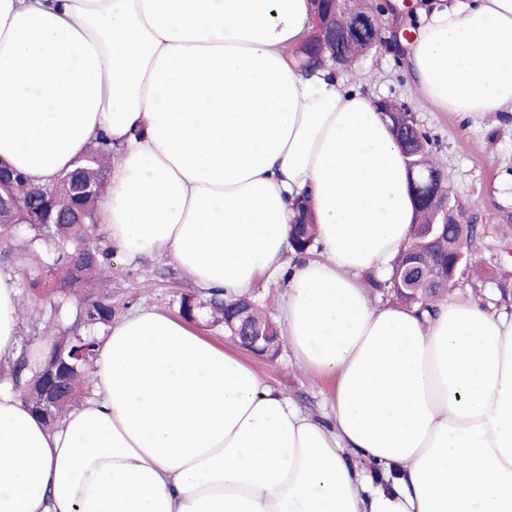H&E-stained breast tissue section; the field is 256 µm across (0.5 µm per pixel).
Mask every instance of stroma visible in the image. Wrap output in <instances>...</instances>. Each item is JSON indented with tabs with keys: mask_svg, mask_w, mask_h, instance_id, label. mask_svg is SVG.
Masks as SVG:
<instances>
[{
	"mask_svg": "<svg viewBox=\"0 0 512 512\" xmlns=\"http://www.w3.org/2000/svg\"><path fill=\"white\" fill-rule=\"evenodd\" d=\"M344 76L373 97L406 104L429 132L445 182L477 218L476 248L455 291L464 299L481 297L494 312L512 311V301L501 298L495 286L499 270H512V118L491 113L480 125L470 127L455 113L435 110L411 92L398 55L382 46ZM111 278L112 299L123 316L142 305L177 315L181 295L195 289L189 277L165 256L134 264L113 255ZM21 303L19 348L30 353L51 340L66 317L47 304H34L27 296ZM35 316L41 319L36 330L31 327ZM251 362L271 385L304 410L315 416L325 412L330 383L298 367L288 349H281L275 359L255 356Z\"/></svg>",
	"mask_w": 512,
	"mask_h": 512,
	"instance_id": "obj_1",
	"label": "stroma"
}]
</instances>
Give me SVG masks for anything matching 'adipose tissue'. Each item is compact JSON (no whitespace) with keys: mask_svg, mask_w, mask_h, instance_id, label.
Returning <instances> with one entry per match:
<instances>
[{"mask_svg":"<svg viewBox=\"0 0 512 512\" xmlns=\"http://www.w3.org/2000/svg\"><path fill=\"white\" fill-rule=\"evenodd\" d=\"M399 38L414 93L512 114V0H429ZM308 0H0V161L52 183L114 151L98 221L128 261L165 255L203 291L279 284L326 420L239 352L150 306L115 321L94 391L54 429L0 376V512H512V316L448 295L371 300L415 218L376 101L289 61ZM308 198L313 256L294 259ZM19 292L0 272V360ZM112 156V148L105 139H99L93 142L89 147L85 159L80 163V167L85 176L92 180H96L102 170L108 169V163Z\"/></svg>","mask_w":512,"mask_h":512,"instance_id":"1","label":"adipose tissue"}]
</instances>
